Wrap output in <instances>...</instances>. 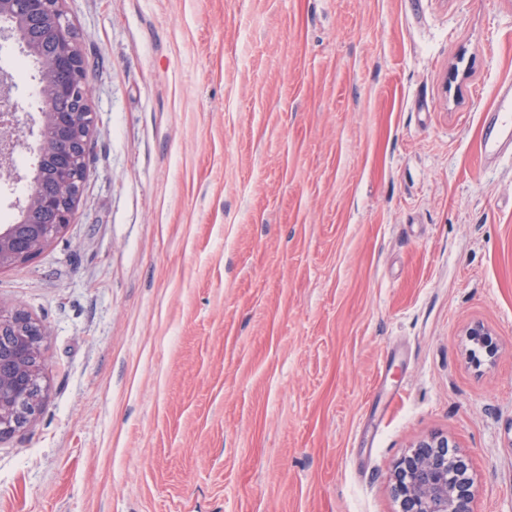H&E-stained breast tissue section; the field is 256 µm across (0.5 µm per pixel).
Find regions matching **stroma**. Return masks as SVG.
Instances as JSON below:
<instances>
[{
  "mask_svg": "<svg viewBox=\"0 0 512 512\" xmlns=\"http://www.w3.org/2000/svg\"><path fill=\"white\" fill-rule=\"evenodd\" d=\"M62 8L94 122L67 230L0 270L47 330L0 512H398L431 436L512 512V0ZM497 97L496 120L483 129L480 140L481 153H497L505 142L512 141V89H500Z\"/></svg>",
  "mask_w": 512,
  "mask_h": 512,
  "instance_id": "35a3bbf8",
  "label": "stroma"
}]
</instances>
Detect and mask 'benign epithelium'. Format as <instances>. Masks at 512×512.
<instances>
[{"instance_id": "obj_1", "label": "benign epithelium", "mask_w": 512, "mask_h": 512, "mask_svg": "<svg viewBox=\"0 0 512 512\" xmlns=\"http://www.w3.org/2000/svg\"><path fill=\"white\" fill-rule=\"evenodd\" d=\"M62 0H0V21L39 59L38 84L44 106L38 117L39 154L51 163L58 192L32 188L20 210L22 223L0 225V269L39 256L71 223L81 193V170L89 149L92 88ZM11 77L0 75V174L14 177L13 145L20 120ZM55 215V223H34L38 212ZM0 438L25 429L44 405L41 344L44 326L20 310L0 307ZM392 491L399 512H475L473 479L466 456L448 439L419 441L397 463Z\"/></svg>"}]
</instances>
